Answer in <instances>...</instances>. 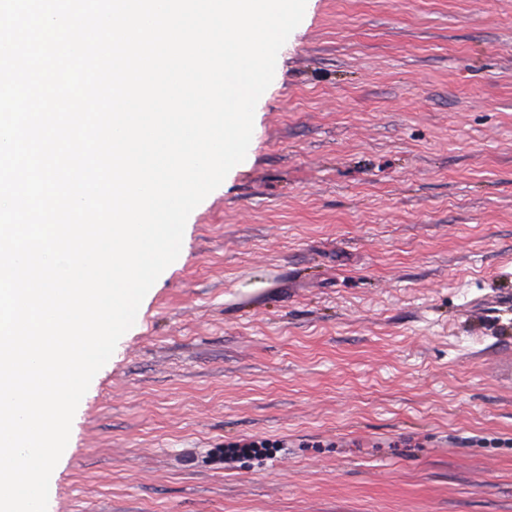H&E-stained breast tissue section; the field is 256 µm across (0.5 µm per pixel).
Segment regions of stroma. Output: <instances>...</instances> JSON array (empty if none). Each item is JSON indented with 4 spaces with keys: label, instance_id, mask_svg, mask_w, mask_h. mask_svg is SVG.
<instances>
[{
    "label": "stroma",
    "instance_id": "obj_1",
    "mask_svg": "<svg viewBox=\"0 0 512 512\" xmlns=\"http://www.w3.org/2000/svg\"><path fill=\"white\" fill-rule=\"evenodd\" d=\"M70 442L52 512H512V0H306ZM276 448H284V442L263 437L240 439L225 444L224 449L217 448L211 458L214 462L228 464L239 456H248L259 462L276 453Z\"/></svg>",
    "mask_w": 512,
    "mask_h": 512
}]
</instances>
